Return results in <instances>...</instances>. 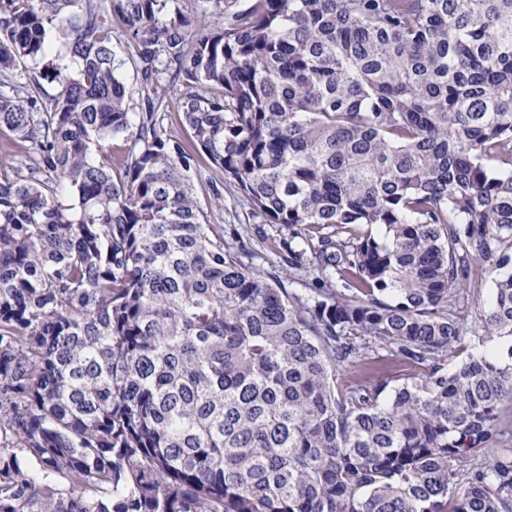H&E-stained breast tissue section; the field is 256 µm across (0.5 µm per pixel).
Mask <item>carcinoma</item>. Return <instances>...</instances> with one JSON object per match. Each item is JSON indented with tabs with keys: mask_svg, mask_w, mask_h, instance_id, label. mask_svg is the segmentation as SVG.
Returning a JSON list of instances; mask_svg holds the SVG:
<instances>
[{
	"mask_svg": "<svg viewBox=\"0 0 512 512\" xmlns=\"http://www.w3.org/2000/svg\"><path fill=\"white\" fill-rule=\"evenodd\" d=\"M204 2L0 0V512H512V0ZM185 92V88L178 84H174L168 89L167 93V101L169 102V107L167 111H164L165 120L164 125L168 127L169 130L182 142L185 149L189 152H193L194 141L190 136V133L185 130L180 122H179V101L182 98ZM224 212L214 211L212 213L213 224L224 225V240L231 245H236L239 234L247 239L246 229L255 235L257 229H262L268 233H273L274 228L264 224V219L257 215H253L246 202L241 197V192L233 187L228 179L224 181ZM474 303H469L467 304L465 302V305L464 307L461 309L462 311V316H464L465 318H467V331L468 333L466 334V339H465V342L463 343V347L465 350H467L466 352H469V353H473V354H479V353H482V352H485L486 350H489L491 348H496V347H501L503 345H509L510 344V340L509 341H505V340H496V341H489V340H486L485 339V336H481L482 332L479 331L478 329L474 330V328H470L471 327V323L474 319ZM475 331V333H474ZM480 335V336H478Z\"/></svg>",
	"mask_w": 512,
	"mask_h": 512,
	"instance_id": "carcinoma-1",
	"label": "carcinoma"
}]
</instances>
